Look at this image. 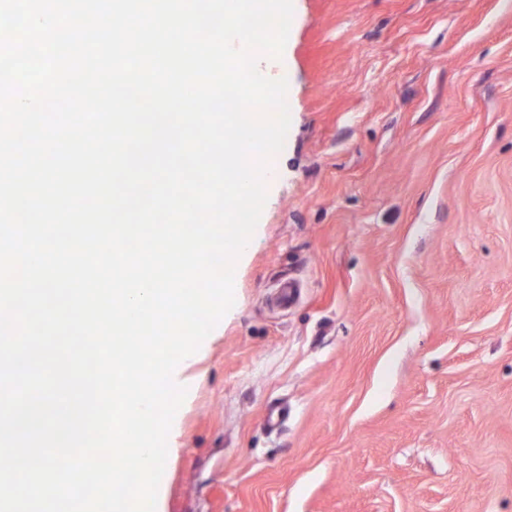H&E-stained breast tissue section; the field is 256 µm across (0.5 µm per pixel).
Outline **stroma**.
I'll list each match as a JSON object with an SVG mask.
<instances>
[{
    "label": "stroma",
    "instance_id": "35a3bbf8",
    "mask_svg": "<svg viewBox=\"0 0 512 512\" xmlns=\"http://www.w3.org/2000/svg\"><path fill=\"white\" fill-rule=\"evenodd\" d=\"M293 7L261 61L290 129L156 512H512V0Z\"/></svg>",
    "mask_w": 512,
    "mask_h": 512
}]
</instances>
